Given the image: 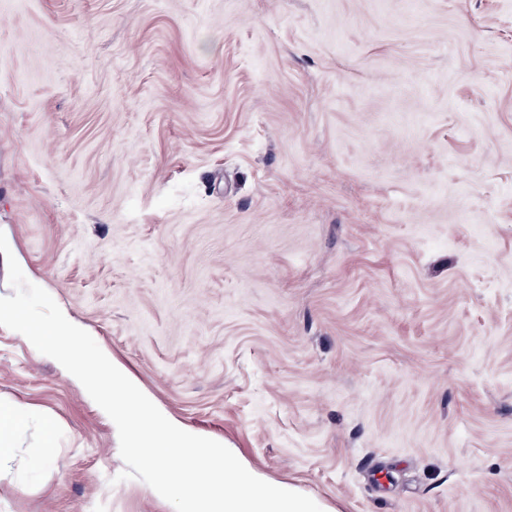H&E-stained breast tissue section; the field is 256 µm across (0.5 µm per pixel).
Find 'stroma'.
Returning a JSON list of instances; mask_svg holds the SVG:
<instances>
[{"label":"stroma","mask_w":512,"mask_h":512,"mask_svg":"<svg viewBox=\"0 0 512 512\" xmlns=\"http://www.w3.org/2000/svg\"><path fill=\"white\" fill-rule=\"evenodd\" d=\"M0 232L270 484L512 512V0H0ZM0 399V512H175L4 326ZM28 420L26 409L15 402L0 401V466L11 460L13 437L25 428Z\"/></svg>","instance_id":"1"}]
</instances>
